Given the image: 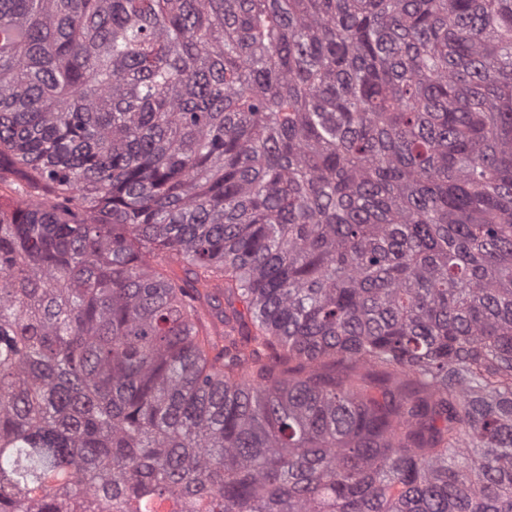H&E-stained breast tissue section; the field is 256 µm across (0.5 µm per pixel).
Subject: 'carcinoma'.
Segmentation results:
<instances>
[{
    "label": "carcinoma",
    "mask_w": 512,
    "mask_h": 512,
    "mask_svg": "<svg viewBox=\"0 0 512 512\" xmlns=\"http://www.w3.org/2000/svg\"><path fill=\"white\" fill-rule=\"evenodd\" d=\"M0 512H512V0H0Z\"/></svg>",
    "instance_id": "1"
}]
</instances>
